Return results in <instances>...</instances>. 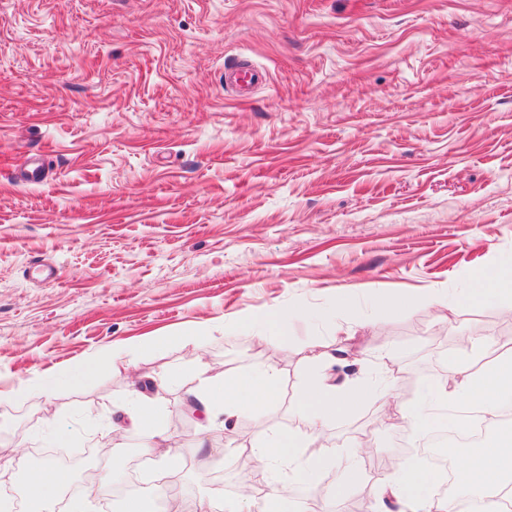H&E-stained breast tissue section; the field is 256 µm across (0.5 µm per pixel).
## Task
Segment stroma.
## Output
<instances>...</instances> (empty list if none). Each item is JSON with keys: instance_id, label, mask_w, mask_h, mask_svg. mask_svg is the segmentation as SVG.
Instances as JSON below:
<instances>
[{"instance_id": "35a3bbf8", "label": "stroma", "mask_w": 512, "mask_h": 512, "mask_svg": "<svg viewBox=\"0 0 512 512\" xmlns=\"http://www.w3.org/2000/svg\"><path fill=\"white\" fill-rule=\"evenodd\" d=\"M238 63L263 82L227 85ZM31 162L45 181L22 182ZM510 257L512 0H0V499L21 484L11 449L44 448L56 425L86 463L126 458L154 487L120 407L145 389L174 482L200 500L220 475L237 499L250 448L294 427L315 355L345 351L340 383L392 379L399 412L466 355L426 296L462 295ZM346 285L347 314L327 317ZM296 309L278 336L245 325ZM449 316L475 335L512 325L497 301ZM131 343L132 363L79 387L19 389ZM261 364L279 400L230 433L204 427L206 379ZM379 410L325 428L316 490L337 512H375L400 432ZM105 438L109 460L88 450Z\"/></svg>"}]
</instances>
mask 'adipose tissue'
<instances>
[{"mask_svg": "<svg viewBox=\"0 0 512 512\" xmlns=\"http://www.w3.org/2000/svg\"><path fill=\"white\" fill-rule=\"evenodd\" d=\"M463 347L475 351L483 360L480 369L449 363L445 380L426 387L420 400L402 411V420L417 433H427L442 411H449L459 431H468L474 419L493 424L503 405L512 402V348L500 345L490 334L464 335ZM280 378L272 366L260 365L244 374L215 379L197 407L208 425L219 419H232L243 409L261 410L278 398ZM384 393L373 385H358L339 391L327 384L317 370L302 377L294 402L295 427L273 433L262 444L251 448V458L261 464L260 480L269 486L268 497L277 512H328L330 501L318 496L297 500L277 488L281 476L293 482L315 483L325 469L329 455L323 447L326 424L365 403L382 401ZM310 449L300 458V449ZM457 493L447 499L426 495L434 476L416 465H388L377 485L380 499L393 500L397 512H504L500 491L512 483V432L486 435L481 447L465 455L456 469ZM68 473L46 463L31 473L23 492L33 512H53V507L68 485Z\"/></svg>", "mask_w": 512, "mask_h": 512, "instance_id": "obj_1", "label": "adipose tissue"}]
</instances>
